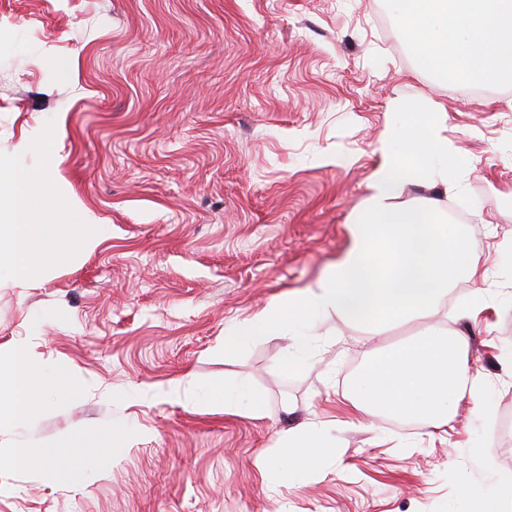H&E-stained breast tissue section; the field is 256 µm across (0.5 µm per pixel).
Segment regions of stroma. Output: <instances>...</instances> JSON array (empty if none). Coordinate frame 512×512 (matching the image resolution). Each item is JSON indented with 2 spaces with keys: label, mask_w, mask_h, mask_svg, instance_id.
I'll return each instance as SVG.
<instances>
[{
  "label": "stroma",
  "mask_w": 512,
  "mask_h": 512,
  "mask_svg": "<svg viewBox=\"0 0 512 512\" xmlns=\"http://www.w3.org/2000/svg\"><path fill=\"white\" fill-rule=\"evenodd\" d=\"M414 115L443 119L458 189L395 201L460 207L483 280L379 333L316 321L308 359L283 336L225 353V329L345 251L380 142ZM0 165L54 167L100 239L0 288V348L73 370L0 428V512H469L463 487L512 472V83L428 67L396 0H0ZM425 331L467 337L481 396L426 424L354 410L370 354ZM215 385L231 411L204 407ZM313 430L330 454L284 474V436ZM24 445L53 473L14 466Z\"/></svg>",
  "instance_id": "1"
}]
</instances>
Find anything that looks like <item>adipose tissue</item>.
<instances>
[{
    "label": "adipose tissue",
    "instance_id": "1",
    "mask_svg": "<svg viewBox=\"0 0 512 512\" xmlns=\"http://www.w3.org/2000/svg\"><path fill=\"white\" fill-rule=\"evenodd\" d=\"M405 37L423 47L435 70L482 85L512 81V0H399ZM396 148L366 184L361 218L349 228L350 244L336 264L315 282L224 333V351L268 336L289 341L288 355L307 351L304 327L321 318L382 330L389 324L433 314L450 288L477 276V250L456 228L435 221L433 206L405 207L394 201L404 183L448 182V139L439 122L408 123L396 132ZM49 170H12L0 175V279L15 287L49 269L48 250L63 247L59 224L32 221L35 197L55 195ZM467 339L442 343L421 337L367 363L355 387L361 410H386L404 418L433 420L467 382ZM61 365L47 364L31 344L0 353V425L25 420L39 407L40 394L65 382Z\"/></svg>",
    "mask_w": 512,
    "mask_h": 512
}]
</instances>
